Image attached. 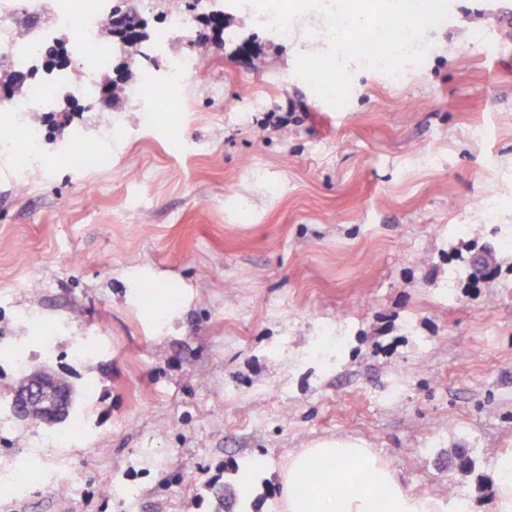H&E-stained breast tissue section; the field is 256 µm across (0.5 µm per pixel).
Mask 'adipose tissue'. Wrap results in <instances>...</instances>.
<instances>
[{
  "mask_svg": "<svg viewBox=\"0 0 512 512\" xmlns=\"http://www.w3.org/2000/svg\"><path fill=\"white\" fill-rule=\"evenodd\" d=\"M317 460L331 462L330 473L312 478L309 490L298 492L299 478L309 475ZM379 487L387 497L378 505L373 492ZM278 491L281 512H439L436 500L404 492L396 469L350 438L322 439L289 455Z\"/></svg>",
  "mask_w": 512,
  "mask_h": 512,
  "instance_id": "adipose-tissue-1",
  "label": "adipose tissue"
}]
</instances>
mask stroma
Segmentation results:
<instances>
[{"instance_id":"1","label":"stroma","mask_w":512,"mask_h":512,"mask_svg":"<svg viewBox=\"0 0 512 512\" xmlns=\"http://www.w3.org/2000/svg\"><path fill=\"white\" fill-rule=\"evenodd\" d=\"M224 29L181 83L175 38L153 92L113 104L111 125L74 100L66 132L45 117L32 168L0 152V512H240L215 493L245 472L249 512H278L289 453L348 436L404 490L496 512L512 0H450L423 63L397 75L349 62L340 109L296 74L325 41L318 15L283 33L228 2ZM173 97L184 111L165 112ZM74 133L102 164L72 165ZM487 245L492 276L449 283ZM35 371L76 386L79 433L13 417ZM116 479L127 497L107 493Z\"/></svg>"}]
</instances>
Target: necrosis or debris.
<instances>
[{"label": "necrosis or debris", "mask_w": 512, "mask_h": 512, "mask_svg": "<svg viewBox=\"0 0 512 512\" xmlns=\"http://www.w3.org/2000/svg\"><path fill=\"white\" fill-rule=\"evenodd\" d=\"M112 16L111 0H0V68L31 70L40 52L68 33L73 68H57L32 82L23 94L0 99V114L36 116L71 96L92 102L115 52L102 38ZM27 32L17 36V25Z\"/></svg>", "instance_id": "4bbe7bcc"}]
</instances>
